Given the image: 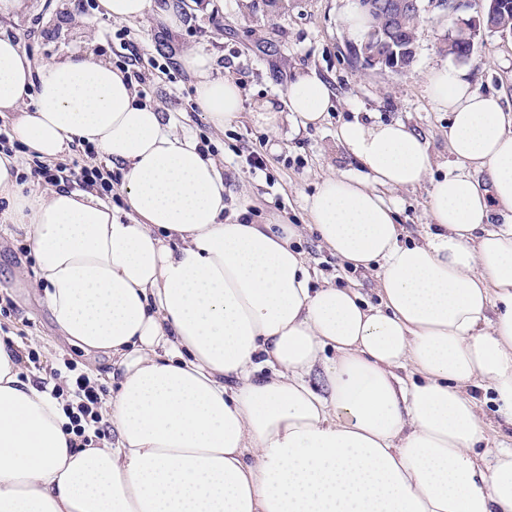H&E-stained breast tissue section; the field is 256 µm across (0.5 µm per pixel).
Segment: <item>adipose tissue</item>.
Here are the masks:
<instances>
[{"instance_id":"1","label":"adipose tissue","mask_w":512,"mask_h":512,"mask_svg":"<svg viewBox=\"0 0 512 512\" xmlns=\"http://www.w3.org/2000/svg\"><path fill=\"white\" fill-rule=\"evenodd\" d=\"M180 62L208 123L234 120L239 85L202 53ZM427 92L466 170L433 184L422 243H401L381 194L432 166L398 121L339 129L366 177H326L309 226L227 222L217 161L124 73L90 55L36 65L0 37L13 139L45 159L88 144L122 171L131 215L92 192L23 189L18 155L0 149V223L24 232L29 284L67 343L111 357L100 414L115 434L71 448L64 398L0 344V512H512V448L482 449L468 394L489 384L512 426V113L450 65ZM286 98L258 114L271 130L330 105L306 75ZM494 204L506 218L492 227ZM306 229L349 267L379 266L378 305L313 284L295 245ZM319 366L320 392L306 381Z\"/></svg>"}]
</instances>
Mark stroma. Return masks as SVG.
Wrapping results in <instances>:
<instances>
[{
	"instance_id": "1",
	"label": "stroma",
	"mask_w": 512,
	"mask_h": 512,
	"mask_svg": "<svg viewBox=\"0 0 512 512\" xmlns=\"http://www.w3.org/2000/svg\"><path fill=\"white\" fill-rule=\"evenodd\" d=\"M182 2V25L174 31L156 15L165 0H153V12L127 22L99 15L98 0H26L19 12L0 17V35L19 40L41 62L75 53L115 64L135 60L146 76L143 103L153 106L177 132L211 143L224 166L227 216L246 210L256 224L274 214L292 224L307 223L306 201L324 177H364L359 161L336 138L340 126L357 120L402 122L427 140L434 164L419 187L387 189L383 196L395 212L403 242L420 241L431 221L432 181L463 170L448 153V115L426 92L429 71L452 62L443 41L447 17L430 14L416 32L411 65L392 71L355 59L360 38L348 31L343 18L357 0ZM189 48L208 55L215 70L241 88V113L223 131L208 124L195 102V78L180 63ZM462 69L480 90L502 93L512 105V35L486 34ZM300 74L326 85V117L308 127L287 121L271 132L257 122L254 112L265 101L284 103L289 82ZM251 151L265 156L266 171L251 172L246 163ZM298 248L309 259L314 281L350 286L369 303L378 302L375 271L345 267L310 233L299 239ZM34 266L23 232H0V303L10 304L8 312L0 314V339L16 340L39 353V364L26 366L36 382L47 369L66 365L77 375L89 370L110 373V358L86 355L59 336L43 294L18 275L20 269Z\"/></svg>"
}]
</instances>
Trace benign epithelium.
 Listing matches in <instances>:
<instances>
[{
  "instance_id": "7a95c632",
  "label": "benign epithelium",
  "mask_w": 512,
  "mask_h": 512,
  "mask_svg": "<svg viewBox=\"0 0 512 512\" xmlns=\"http://www.w3.org/2000/svg\"><path fill=\"white\" fill-rule=\"evenodd\" d=\"M369 6L374 11H384L395 22L402 21L404 15L413 14L417 17L430 11L438 10L452 20V27L448 29V39L462 43V57L472 56L479 37L486 31L507 34L505 30H498L486 21V18L506 6V0H395L387 3L385 0H369ZM392 44L370 39L363 45L362 61L371 67H386L384 61L391 57L388 49Z\"/></svg>"
}]
</instances>
